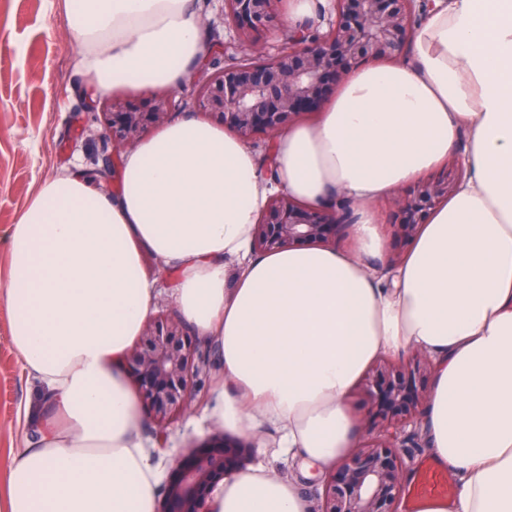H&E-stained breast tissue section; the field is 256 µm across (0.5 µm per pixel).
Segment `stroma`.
<instances>
[{
  "mask_svg": "<svg viewBox=\"0 0 512 512\" xmlns=\"http://www.w3.org/2000/svg\"><path fill=\"white\" fill-rule=\"evenodd\" d=\"M66 6V0H0V275L9 265V227L38 186L76 169L98 178L113 160V144L93 118L105 97L85 84V51L71 36ZM195 7L205 21L212 60L227 64L233 31L221 0H195ZM11 327L10 312L0 304V460L36 444L43 400L39 382L11 343ZM139 432L165 473L181 452L216 428L204 407L194 405L163 431L144 416ZM263 435L250 468L296 480L308 501H315L320 472L305 470L300 456L279 447L273 427H264Z\"/></svg>",
  "mask_w": 512,
  "mask_h": 512,
  "instance_id": "obj_1",
  "label": "stroma"
}]
</instances>
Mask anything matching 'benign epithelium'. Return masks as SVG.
<instances>
[{
  "label": "benign epithelium",
  "mask_w": 512,
  "mask_h": 512,
  "mask_svg": "<svg viewBox=\"0 0 512 512\" xmlns=\"http://www.w3.org/2000/svg\"><path fill=\"white\" fill-rule=\"evenodd\" d=\"M283 0H224V15L235 32L234 62L190 77L197 111L222 123L245 143L264 140L272 152L275 140L299 117L318 112L336 84L369 61L400 58L403 47L432 0H333L327 30L286 23ZM278 30L286 46L267 49L261 33ZM176 107L175 97L148 104L108 98L95 119L121 151L135 147L151 128L162 126ZM449 174L421 180L394 197L397 222L391 234L402 250L413 244L426 214L447 201L466 174L463 158L448 162ZM354 220L347 205L316 207L285 193L270 197L253 239L257 252L305 244L333 246ZM212 350L179 318L150 319L126 360L142 403L163 426L185 413L202 389ZM433 356L415 350L393 361L379 360L357 391L363 406V436L357 448L320 480L316 512H397L410 457L407 448L430 446L420 427L429 399L427 381ZM252 445L217 434L170 467L158 512H208L211 491L224 478L244 471Z\"/></svg>",
  "instance_id": "obj_1"
}]
</instances>
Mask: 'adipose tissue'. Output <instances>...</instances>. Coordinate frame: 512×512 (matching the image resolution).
<instances>
[{
    "instance_id": "ef3b65f1",
    "label": "adipose tissue",
    "mask_w": 512,
    "mask_h": 512,
    "mask_svg": "<svg viewBox=\"0 0 512 512\" xmlns=\"http://www.w3.org/2000/svg\"><path fill=\"white\" fill-rule=\"evenodd\" d=\"M91 91L181 88L208 58L193 0H67ZM409 60L354 70L315 122L275 142L271 180L222 125L169 120L128 150L117 194L83 171L40 184L7 237L11 342L43 385L38 443L10 458V512H155L161 473L124 368L151 315L146 257L171 268L181 319L217 344L208 417L282 433L306 467L357 444L349 400L384 355L436 357L425 410L454 500L417 512H512V0H436ZM468 132V175L384 282L375 201L437 169ZM343 197L353 252L252 248L269 196ZM241 270L229 275L226 260ZM209 512H309L264 469L226 478Z\"/></svg>"
}]
</instances>
